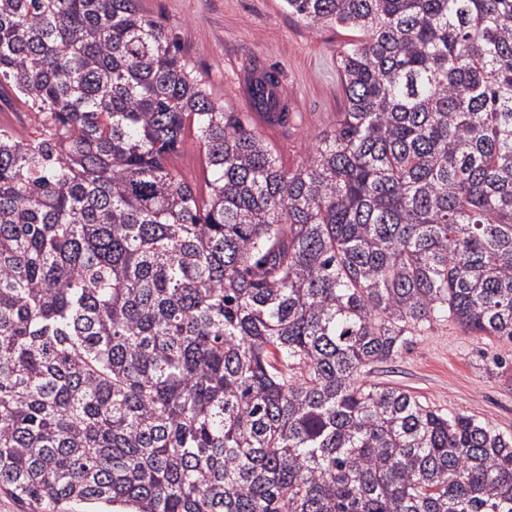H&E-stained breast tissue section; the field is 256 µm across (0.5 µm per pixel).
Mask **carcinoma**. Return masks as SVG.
<instances>
[{
    "label": "carcinoma",
    "instance_id": "obj_1",
    "mask_svg": "<svg viewBox=\"0 0 512 512\" xmlns=\"http://www.w3.org/2000/svg\"><path fill=\"white\" fill-rule=\"evenodd\" d=\"M283 3L353 37L293 170L140 0H0L39 125L0 127V491L32 512H512V438L364 380L431 321L512 340V0ZM170 163L178 169L193 187L205 192L206 171L202 157L196 147L192 131L187 130L180 149L172 156Z\"/></svg>",
    "mask_w": 512,
    "mask_h": 512
}]
</instances>
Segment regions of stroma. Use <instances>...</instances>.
<instances>
[{"instance_id": "stroma-1", "label": "stroma", "mask_w": 512, "mask_h": 512, "mask_svg": "<svg viewBox=\"0 0 512 512\" xmlns=\"http://www.w3.org/2000/svg\"><path fill=\"white\" fill-rule=\"evenodd\" d=\"M180 53L234 112H250L241 82L253 66L281 72L290 123L270 133L280 163L293 169L330 130L344 107L337 56L342 28L307 27L282 0H141ZM367 379L396 387L446 413H460L512 437V341L470 336L452 321L420 328L393 359L371 365Z\"/></svg>"}]
</instances>
